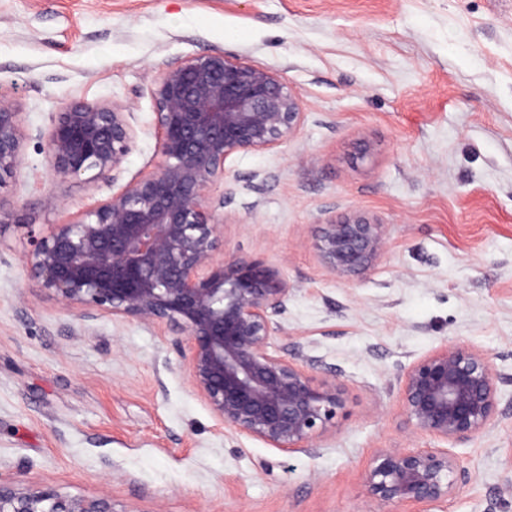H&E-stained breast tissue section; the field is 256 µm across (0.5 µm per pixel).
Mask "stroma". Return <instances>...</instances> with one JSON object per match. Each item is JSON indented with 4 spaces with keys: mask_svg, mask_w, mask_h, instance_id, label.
I'll use <instances>...</instances> for the list:
<instances>
[{
    "mask_svg": "<svg viewBox=\"0 0 512 512\" xmlns=\"http://www.w3.org/2000/svg\"><path fill=\"white\" fill-rule=\"evenodd\" d=\"M216 49L279 73L303 112L287 143L224 164L226 253L293 288L274 352L343 390L334 424L290 453L225 427L164 367L166 327L104 313L71 335L74 309L23 266L31 233L154 170V78ZM0 94L27 134L0 190V482L114 512H369L377 451H445L463 472L441 512H512V0H0ZM78 100L125 104L139 132L92 189L56 176L39 139ZM354 212L386 224L385 255L339 279L314 242ZM446 344L485 353L498 395L456 442L415 429L401 394Z\"/></svg>",
    "mask_w": 512,
    "mask_h": 512,
    "instance_id": "35a3bbf8",
    "label": "stroma"
}]
</instances>
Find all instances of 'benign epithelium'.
<instances>
[{"label":"benign epithelium","mask_w":512,"mask_h":512,"mask_svg":"<svg viewBox=\"0 0 512 512\" xmlns=\"http://www.w3.org/2000/svg\"><path fill=\"white\" fill-rule=\"evenodd\" d=\"M160 161L154 171L74 223L31 240L34 286L77 312L71 335L102 312L172 330L171 348L212 414L273 448H308L343 406L334 383L271 351L284 332L292 287L266 261L224 253V164L278 147L303 118L297 92L276 72L221 50L184 58L153 80ZM127 106L75 101L44 135L47 162L93 188L116 177L137 140ZM26 135L0 94V189L22 167ZM386 225L350 214L321 228L316 249L329 273L362 275L383 258ZM402 401L413 426L445 441L485 430L497 410L485 354L445 345L414 362ZM462 467L446 452L380 450L364 478L373 512L413 505L435 512L458 488ZM0 512H112L104 498H69L50 486L0 483Z\"/></svg>","instance_id":"benign-epithelium-1"}]
</instances>
